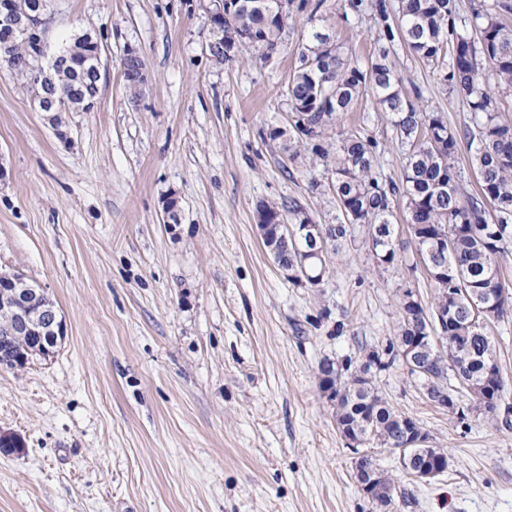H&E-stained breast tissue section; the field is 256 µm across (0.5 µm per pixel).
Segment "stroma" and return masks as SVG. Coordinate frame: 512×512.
Here are the masks:
<instances>
[{
    "instance_id": "stroma-1",
    "label": "stroma",
    "mask_w": 512,
    "mask_h": 512,
    "mask_svg": "<svg viewBox=\"0 0 512 512\" xmlns=\"http://www.w3.org/2000/svg\"><path fill=\"white\" fill-rule=\"evenodd\" d=\"M209 0H56L47 35L91 33L103 71L90 112H42L0 67V272L54 300L65 336L53 355L0 366V512H379L354 478L355 455L319 384L323 359L382 351L404 289L436 290L414 248L372 260L366 225L332 255L319 287L288 280L254 221L258 202H298L318 224L339 211L332 159L289 160L270 131L288 123V81L311 27L365 60L378 51L371 11L325 0L317 22L292 9L281 51L219 61ZM148 72L132 98L127 48ZM405 95L448 125L470 120L461 94L395 43ZM378 143L375 173L400 180L392 116L360 98L326 132ZM178 198V221L162 201ZM374 383L414 418L443 474L392 475L390 512H512V413L489 419L430 402L402 364Z\"/></svg>"
}]
</instances>
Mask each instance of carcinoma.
Wrapping results in <instances>:
<instances>
[{
	"mask_svg": "<svg viewBox=\"0 0 512 512\" xmlns=\"http://www.w3.org/2000/svg\"><path fill=\"white\" fill-rule=\"evenodd\" d=\"M247 2L249 9L232 8L224 15V46L234 57L257 54L260 44L276 45L286 27L287 18L272 10L271 0ZM370 8L385 22L378 33L384 45L363 63L350 59L338 46L335 56L319 67L310 66V56L326 41L323 32L312 28L288 82V106L310 113L309 127L291 124L286 132L271 131V137L282 142L291 161L305 152L326 158L325 131L359 98L371 93L391 113L395 136L404 148L401 182H383L375 175L377 143L368 134L355 132L336 142L332 186L339 216L336 223L323 225L324 233L327 241L339 243L347 239L350 226L373 224L374 261L379 267L393 265L404 253L398 225L393 223L395 202L403 201L407 222L413 225L412 243L424 255L436 288L434 303L424 313L430 317L436 310H448V321L436 327L439 345L416 355L426 371L420 380L429 387L427 397L438 405L446 400L448 410H456L455 390L447 384L451 376L471 395V410L493 418L504 381L487 327L512 317V296L499 270V262L512 254V118L500 111L486 72L493 73L498 89L512 91V30L498 19V11H511L512 5L494 0L473 8L470 35L458 29L456 0H398L396 25L389 23L390 0H373ZM397 40L465 97L470 123L452 129L441 113L422 111L403 94L389 61L388 45ZM90 52L86 47L72 57L56 85L60 99H73L81 86L76 75ZM462 142L467 143L477 174L475 192L462 183ZM412 312L400 296L397 334L380 369L391 367L397 360L395 348L412 344L426 327L421 317L410 316ZM344 364L346 369L331 380L339 385L334 406L336 426L344 438L403 454L402 466L409 474L445 457L439 449H406L411 439L402 423L416 428L417 422L395 411L379 394L364 360L348 358ZM357 468L355 479L361 482L375 472L373 503L387 509L393 501V478L370 455L360 457Z\"/></svg>",
	"mask_w": 512,
	"mask_h": 512,
	"instance_id": "1",
	"label": "carcinoma"
}]
</instances>
